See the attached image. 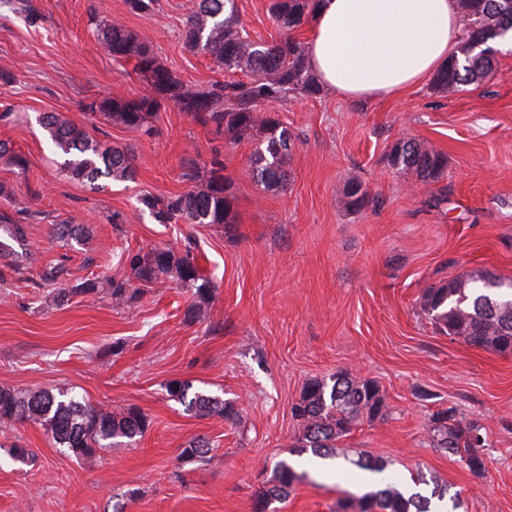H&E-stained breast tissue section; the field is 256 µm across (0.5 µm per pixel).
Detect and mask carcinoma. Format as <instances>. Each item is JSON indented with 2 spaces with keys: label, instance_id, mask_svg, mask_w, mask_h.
<instances>
[{
  "label": "carcinoma",
  "instance_id": "obj_1",
  "mask_svg": "<svg viewBox=\"0 0 512 512\" xmlns=\"http://www.w3.org/2000/svg\"><path fill=\"white\" fill-rule=\"evenodd\" d=\"M319 0H270L268 12L282 32L279 40L258 43L249 38L240 23L236 0H199L197 9L183 28L185 45L193 52L211 57L227 72H242L247 80L229 82L209 90L193 89L162 65L151 46L140 40L121 21L112 20L99 27L98 40L115 61L133 58L148 89L134 99L109 98L93 102L89 109L99 110L112 121L137 134L150 133L149 119L172 102L203 123H212L231 144L255 140L248 173L267 192H281L287 187L286 164L294 147V135L277 119L262 113L265 104L282 102L295 95H316L320 86L308 61L306 43L295 32L312 18ZM465 23L462 58H451L432 78V89L452 94L466 86L480 85L492 70V56L477 47L488 45L512 30V4L506 0H457ZM58 150L67 159L66 175L75 181L97 185L101 179L128 181L133 167L128 154L117 147L105 146L90 138L74 125L48 114L42 118ZM0 159L23 172L26 157L0 141ZM387 163L397 171L411 172L422 182H435L445 173L447 157L440 151L412 139L392 145ZM224 163L214 158L208 165L194 168L188 179L197 187L182 194L157 198L143 195L141 203L161 224L181 220L186 224L231 226L233 182L222 174ZM346 207L358 210L367 199V191L356 180L343 190ZM24 216L0 213V230L17 242L25 241ZM53 237L66 246L89 233L86 224L60 221L52 225ZM131 275L143 285L171 278L184 288L194 290V300L187 305L184 319L203 317L204 304L212 288L191 251L181 255L155 247L141 248L126 256ZM64 269L48 266L42 280L51 287L45 304L60 306L74 293L94 294L108 289L112 303L122 306L135 301L140 289L130 279H109L105 285L86 280L77 288L59 286ZM421 311L435 329L448 336L459 337L467 344L498 353H512V278H502L482 270L465 272L440 286L424 289ZM191 386L184 382L168 385L171 397L195 414L230 419L235 414L232 402L216 395L196 391L188 396ZM386 407L374 381L338 371L329 379H311L303 387L299 400L292 406L299 435L293 447L299 452L311 450L320 458H344L357 470L381 475L388 463L381 457L360 451L357 458L336 447V442L350 433L361 420L384 419ZM0 421L29 422L40 426L58 448H65L83 461L96 458L97 450L117 445L120 440L133 442L143 435L149 423L140 411L129 408L122 412L99 409L84 399L59 389L18 390L0 384ZM433 446L438 451L457 457L467 468L483 475L487 460L483 452L486 438L481 428L465 417H457L453 409L432 415ZM210 441L198 437L182 449L186 461L202 459L209 452ZM298 475L285 461L276 465L272 483L258 492V512H266L273 500L288 496V489ZM416 483L433 484L431 496L419 493L405 495L398 484L385 481L384 488L357 499L360 512H431V499H449L451 508L462 507L459 494H449V487L437 478L417 475Z\"/></svg>",
  "mask_w": 512,
  "mask_h": 512
}]
</instances>
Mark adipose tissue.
Listing matches in <instances>:
<instances>
[{
    "mask_svg": "<svg viewBox=\"0 0 512 512\" xmlns=\"http://www.w3.org/2000/svg\"><path fill=\"white\" fill-rule=\"evenodd\" d=\"M463 34L457 0H321L307 49L328 91L397 99L456 55Z\"/></svg>",
    "mask_w": 512,
    "mask_h": 512,
    "instance_id": "1",
    "label": "adipose tissue"
}]
</instances>
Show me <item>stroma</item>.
Instances as JSON below:
<instances>
[{
    "mask_svg": "<svg viewBox=\"0 0 512 512\" xmlns=\"http://www.w3.org/2000/svg\"><path fill=\"white\" fill-rule=\"evenodd\" d=\"M0 0V141L29 161L26 173L0 161V213L33 217L26 242L0 252V382L28 390L65 388L92 405L134 408L149 426L128 447L94 461L55 447L41 427L0 422V512H255L261 481L285 460L311 479L266 512H342L360 484L311 470L294 452L292 406L307 381L339 370L373 380L384 420L363 422L338 445L391 461L403 480L435 476L458 491L459 512H512V355L439 334L419 310L423 288L482 269L512 277V49L495 56L480 85L444 96L430 85L398 100L348 101L323 90L269 105L293 133L284 192L261 190L247 169L252 142L223 134L169 104L147 135L91 111L106 97L133 98L147 83L134 61L100 46V21L118 19L146 41L185 84L209 88L226 76L187 49L182 30L196 0H157L131 12L126 0ZM269 0H237L251 39L280 36ZM52 112L112 147L129 148V181L90 186L69 179L64 157L39 123ZM400 139L441 151L448 168L435 183L390 168ZM220 156L234 181L236 224L158 223L142 195L192 189L188 170ZM360 181L365 206L346 208L342 191ZM57 220L90 228L64 246ZM192 250L214 291L204 318L184 319L192 293L170 279L117 307L103 293L45 305L43 270L63 263L66 286L128 276L123 252ZM190 383L230 401L236 420L201 417L167 386ZM452 408L487 438L488 471L470 472L437 451L433 413ZM204 436L212 450L182 462ZM30 450L14 461L12 445Z\"/></svg>",
    "mask_w": 512,
    "mask_h": 512,
    "instance_id": "35a3bbf8",
    "label": "stroma"
}]
</instances>
